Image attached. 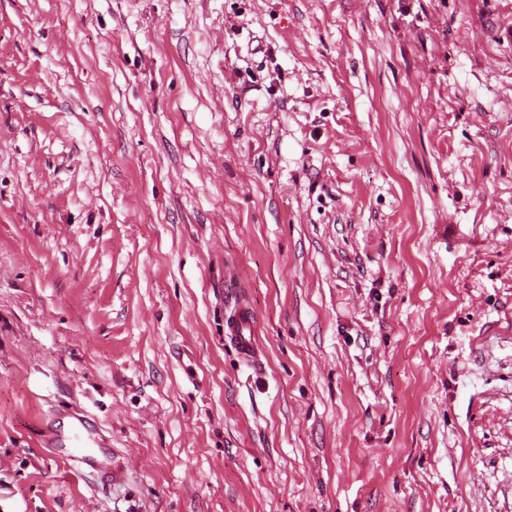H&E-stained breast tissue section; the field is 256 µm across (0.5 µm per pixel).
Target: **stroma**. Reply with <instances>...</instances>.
I'll list each match as a JSON object with an SVG mask.
<instances>
[{
  "label": "stroma",
  "mask_w": 512,
  "mask_h": 512,
  "mask_svg": "<svg viewBox=\"0 0 512 512\" xmlns=\"http://www.w3.org/2000/svg\"><path fill=\"white\" fill-rule=\"evenodd\" d=\"M0 512H512V0H0ZM254 321L251 309L244 304L239 305L233 318L226 324L225 337L249 365L258 368L263 362L256 347ZM74 427L69 433L62 437L53 424H47L45 431L44 443L47 448H70L71 453L68 454L70 459L77 463V468L89 467L91 469H99V461L92 453L85 450L90 444H94V439L88 431L85 415L74 414Z\"/></svg>",
  "instance_id": "1"
}]
</instances>
